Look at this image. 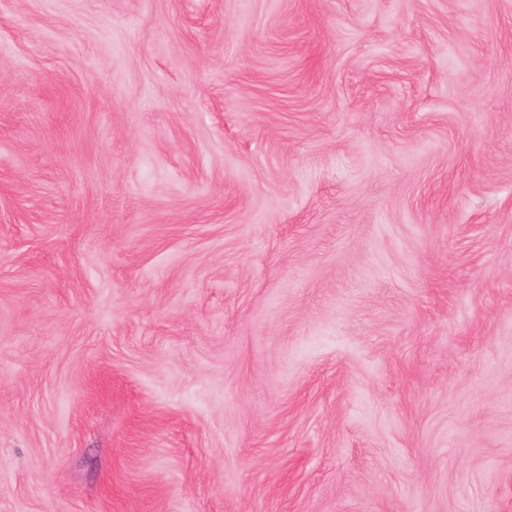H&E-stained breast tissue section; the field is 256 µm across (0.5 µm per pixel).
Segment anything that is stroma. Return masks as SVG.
<instances>
[{
	"instance_id": "stroma-1",
	"label": "stroma",
	"mask_w": 512,
	"mask_h": 512,
	"mask_svg": "<svg viewBox=\"0 0 512 512\" xmlns=\"http://www.w3.org/2000/svg\"><path fill=\"white\" fill-rule=\"evenodd\" d=\"M0 512H512V0H0Z\"/></svg>"
}]
</instances>
